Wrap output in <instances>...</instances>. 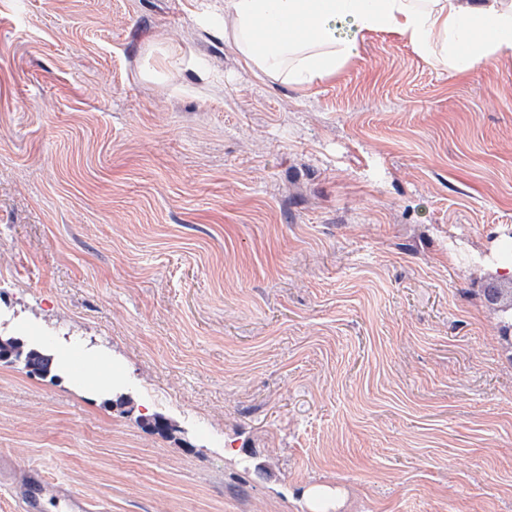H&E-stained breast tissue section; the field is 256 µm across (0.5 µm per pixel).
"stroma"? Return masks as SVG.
Wrapping results in <instances>:
<instances>
[{
  "mask_svg": "<svg viewBox=\"0 0 512 512\" xmlns=\"http://www.w3.org/2000/svg\"><path fill=\"white\" fill-rule=\"evenodd\" d=\"M208 6L0 0V336L119 373L0 362V454L88 512H512V55L299 87ZM85 372L81 376H75L76 381L83 387H100L104 382H112V363L87 361Z\"/></svg>",
  "mask_w": 512,
  "mask_h": 512,
  "instance_id": "stroma-1",
  "label": "stroma"
}]
</instances>
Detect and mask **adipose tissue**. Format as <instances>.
I'll return each instance as SVG.
<instances>
[{"instance_id": "1", "label": "adipose tissue", "mask_w": 512, "mask_h": 512, "mask_svg": "<svg viewBox=\"0 0 512 512\" xmlns=\"http://www.w3.org/2000/svg\"><path fill=\"white\" fill-rule=\"evenodd\" d=\"M197 22L229 29L249 68L303 86L333 75L368 33L407 37L462 71L512 53V0H224Z\"/></svg>"}]
</instances>
